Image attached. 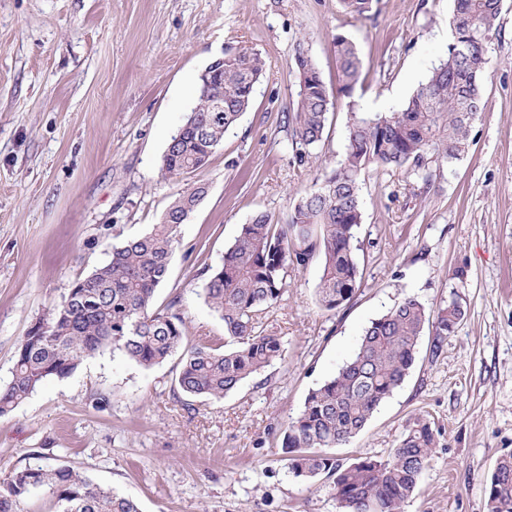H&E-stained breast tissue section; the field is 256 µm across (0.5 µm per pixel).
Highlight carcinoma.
I'll list each match as a JSON object with an SVG mask.
<instances>
[{
    "label": "carcinoma",
    "mask_w": 512,
    "mask_h": 512,
    "mask_svg": "<svg viewBox=\"0 0 512 512\" xmlns=\"http://www.w3.org/2000/svg\"><path fill=\"white\" fill-rule=\"evenodd\" d=\"M349 21L370 15L377 0H340ZM502 0H454L447 57L398 112L355 111L353 95L362 62L345 34L333 40L338 69L336 95L349 99L352 122L344 160L316 192L298 198L288 223L276 224L266 212L241 225L221 264L209 268L202 284L209 305L224 321L233 347H194L180 361L176 375L185 398L220 399L283 356L281 337L261 325L262 314L281 300L290 272L321 259L319 303L328 311L347 305L359 288L355 245L362 221L359 179L369 168L418 172L431 162L443 164L468 149L472 121L481 112L480 77L491 39L499 35ZM300 92L288 122L297 160L323 137L329 92L321 73L304 51L294 57ZM262 58L241 46L224 49V71L208 88L198 87L179 127V140L163 153L162 174L177 176L205 167L224 134L247 111ZM223 101L224 111H214ZM193 193L179 195L152 229L112 247L107 262L75 282L48 317L30 327L21 340L9 383L0 389V415L22 404L45 380L61 378L87 357L119 351L150 368L181 347V317L156 310L157 288L167 279L178 244L179 225L169 223ZM465 317L456 299L431 317L424 303L407 296L363 330L353 356L336 374L309 391L303 406L282 432L288 470L302 482L333 479L339 512H402L428 468L435 448L430 422L419 417L385 459L342 462L326 449L346 444L361 432L377 408L400 387L412 370L421 337L431 336L430 352L443 343ZM46 490L54 512H139L133 500L94 484L74 468L27 467L0 483V512H19L20 501ZM487 512H512V454L500 456L486 487Z\"/></svg>",
    "instance_id": "cac0c4a2"
}]
</instances>
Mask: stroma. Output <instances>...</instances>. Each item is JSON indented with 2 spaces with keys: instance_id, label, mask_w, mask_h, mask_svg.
<instances>
[{
  "instance_id": "obj_1",
  "label": "stroma",
  "mask_w": 512,
  "mask_h": 512,
  "mask_svg": "<svg viewBox=\"0 0 512 512\" xmlns=\"http://www.w3.org/2000/svg\"><path fill=\"white\" fill-rule=\"evenodd\" d=\"M452 8L378 0L349 25L340 0H0V387L30 326L199 184L207 194L179 228L154 305L182 316L183 351L222 347L203 269L255 213L286 221L321 186L346 153L349 101L368 113L404 106L447 53ZM498 29L464 156L419 174H362V279L349 304L320 307V262L291 273L262 316L283 357L189 407L175 386L180 354L151 368L109 350L84 360L0 415V481L70 466L139 512H338L332 479L291 476L281 431L373 319L408 295L432 310L454 297L465 317L441 354L422 336L404 383L331 454L387 457L426 415L436 448L404 512H486L495 461L512 453V0ZM339 32L357 46L361 82L353 99H334L302 164L285 119L299 92L294 57L308 52L335 91ZM229 45L266 62L249 108L206 167L163 176L200 74Z\"/></svg>"
}]
</instances>
